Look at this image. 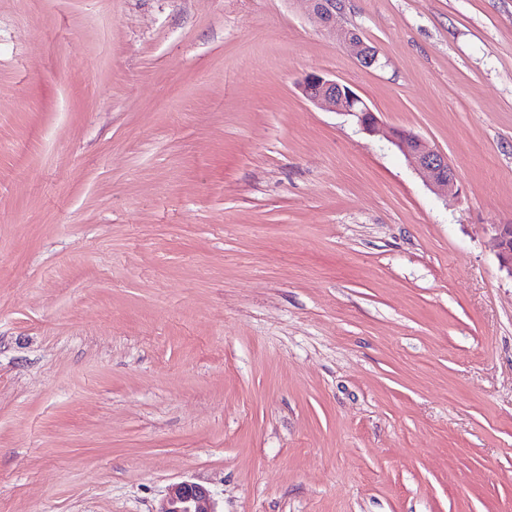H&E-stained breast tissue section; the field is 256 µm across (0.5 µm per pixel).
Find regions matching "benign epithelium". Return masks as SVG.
Here are the masks:
<instances>
[{
	"mask_svg": "<svg viewBox=\"0 0 512 512\" xmlns=\"http://www.w3.org/2000/svg\"><path fill=\"white\" fill-rule=\"evenodd\" d=\"M311 16L339 42L349 46L365 68L380 65L379 53L365 42L353 28H336V12L341 0H305ZM302 95L316 105H324L334 112L355 117L363 130L380 131L381 123L375 112L350 87L327 76L313 73L300 86ZM387 138L397 145L410 165L432 187L454 185L456 171L447 155L431 147L413 132L401 128L387 132ZM494 245L500 267L512 276V224L495 227ZM160 512H217L210 491L202 485L183 481L171 486Z\"/></svg>",
	"mask_w": 512,
	"mask_h": 512,
	"instance_id": "obj_1",
	"label": "benign epithelium"
}]
</instances>
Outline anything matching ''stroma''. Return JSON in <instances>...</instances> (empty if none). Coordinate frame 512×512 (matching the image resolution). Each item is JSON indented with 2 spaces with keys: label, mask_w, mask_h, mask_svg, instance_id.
<instances>
[{
  "label": "stroma",
  "mask_w": 512,
  "mask_h": 512,
  "mask_svg": "<svg viewBox=\"0 0 512 512\" xmlns=\"http://www.w3.org/2000/svg\"><path fill=\"white\" fill-rule=\"evenodd\" d=\"M336 24L380 67L304 0H0V512H512V0ZM304 1L308 6L310 15L317 19L337 41L349 46L354 51L363 67L371 68L380 65L378 51L365 42L356 29H336V12L341 9V0ZM302 95L316 105H325L334 112L355 117L363 130L380 131L381 123L375 112L350 87L327 76L313 73L300 86ZM387 138L401 149L410 165L429 186L447 187L449 190L454 185L456 171L448 162L447 155L431 147L410 130H389ZM493 239L500 267L512 277V224L496 225ZM157 512H218L210 491L202 485L183 481L171 486Z\"/></svg>",
  "instance_id": "obj_1"
}]
</instances>
